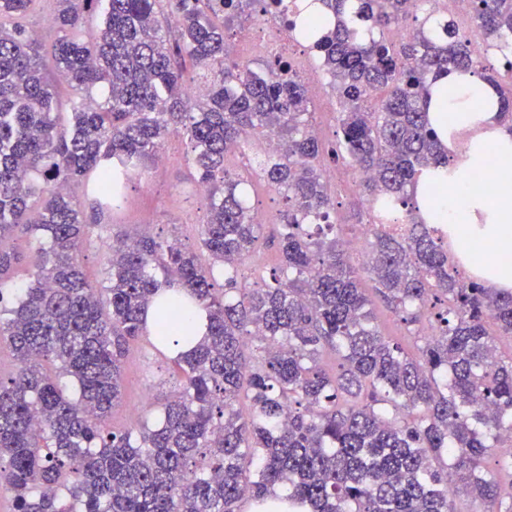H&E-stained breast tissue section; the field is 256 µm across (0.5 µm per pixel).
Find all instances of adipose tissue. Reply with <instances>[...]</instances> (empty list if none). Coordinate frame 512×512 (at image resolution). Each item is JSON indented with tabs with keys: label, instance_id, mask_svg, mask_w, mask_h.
I'll list each match as a JSON object with an SVG mask.
<instances>
[{
	"label": "adipose tissue",
	"instance_id": "adipose-tissue-1",
	"mask_svg": "<svg viewBox=\"0 0 512 512\" xmlns=\"http://www.w3.org/2000/svg\"><path fill=\"white\" fill-rule=\"evenodd\" d=\"M428 114L450 159L449 177L429 204L430 176L414 198L425 221L451 233L454 252L470 275L489 288H512V130L501 119L500 98L479 74L454 73L440 80ZM488 174L492 193L476 188L475 173ZM496 245L489 258L472 251L474 238Z\"/></svg>",
	"mask_w": 512,
	"mask_h": 512
}]
</instances>
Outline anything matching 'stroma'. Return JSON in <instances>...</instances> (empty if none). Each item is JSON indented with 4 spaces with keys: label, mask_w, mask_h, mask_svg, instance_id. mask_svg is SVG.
<instances>
[{
    "label": "stroma",
    "mask_w": 512,
    "mask_h": 512,
    "mask_svg": "<svg viewBox=\"0 0 512 512\" xmlns=\"http://www.w3.org/2000/svg\"><path fill=\"white\" fill-rule=\"evenodd\" d=\"M452 13L460 35L471 38L472 48L490 69H501L499 54L475 35L476 19L469 0H455ZM170 159L164 166H152L142 179L129 184L127 199L120 210L96 213L86 209L88 221L97 227L85 238L80 260L91 281L104 283L112 242L142 232L167 239L179 236L196 240L194 224L206 205L205 197L193 194L187 148L180 137L169 136ZM369 204L357 191L336 196L333 217L344 236L354 238L368 218ZM175 389V381L164 358L145 341L130 345L121 374V398L109 418L116 428H137L139 421L154 420Z\"/></svg>",
    "instance_id": "35a3bbf8"
}]
</instances>
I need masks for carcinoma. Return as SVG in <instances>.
<instances>
[{
    "instance_id": "obj_1",
    "label": "carcinoma",
    "mask_w": 512,
    "mask_h": 512,
    "mask_svg": "<svg viewBox=\"0 0 512 512\" xmlns=\"http://www.w3.org/2000/svg\"><path fill=\"white\" fill-rule=\"evenodd\" d=\"M32 2L0 0V340L18 362L0 376V497L14 512H238L279 489L288 512H456L450 477L473 512L512 499L486 469L493 444L512 440V358L497 354L512 339V289L460 278L410 196L423 171L448 165L427 114L439 78L479 73L512 120V0H469L503 74L430 0H321L334 26L305 34L339 93L331 144L312 132L310 99L285 65L254 70L226 55L224 28L250 0H56L40 40L20 24ZM409 20L413 35L394 39ZM185 59L201 71L197 97ZM51 74L70 88L67 112ZM171 134L208 194L195 228L210 262L178 237L119 239L107 284L91 283L77 189L102 212L120 209ZM257 135L273 136L271 149L229 168ZM327 160L358 175L375 212L363 271L405 324L429 326L416 356L374 323L331 222ZM256 177L286 208L278 266L256 267L246 286L239 267L266 240L250 205ZM393 205L405 211L400 233L379 226ZM20 232L34 260L11 292ZM196 305L203 336L187 321ZM141 339L178 387L136 435L106 419Z\"/></svg>"
}]
</instances>
